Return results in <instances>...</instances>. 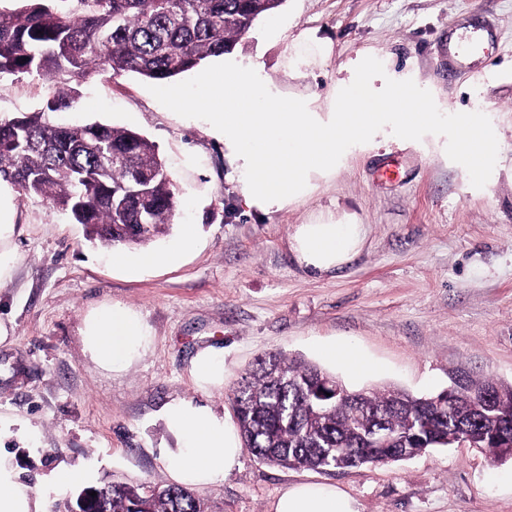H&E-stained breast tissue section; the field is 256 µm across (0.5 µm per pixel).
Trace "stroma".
Listing matches in <instances>:
<instances>
[{"mask_svg":"<svg viewBox=\"0 0 512 512\" xmlns=\"http://www.w3.org/2000/svg\"><path fill=\"white\" fill-rule=\"evenodd\" d=\"M283 97L333 110L359 61L429 90L446 114L480 111L499 144L487 184L474 188L426 135L383 140L351 153L313 192L268 215L248 212L224 147L199 120L161 105L133 74L78 87L73 120L139 131L159 148L178 189L163 251L181 225L198 241L180 262L112 266L110 252L51 202L15 195L14 227L0 242V452L21 482L65 512L86 488L113 482L167 485L157 451L179 447L164 410L178 398L233 417V385L268 353L315 363L355 390L396 386L417 396L455 376L512 382V0H287L235 47ZM53 84L0 77V119L38 109ZM366 225L363 251L318 275L296 260L297 225L328 217ZM115 304L141 315L151 336L130 366L100 365L89 319ZM352 344L371 366L357 376L320 353ZM220 349L224 379L208 390L189 369L196 352ZM79 468L81 482L54 483ZM334 485L359 512H512V459L468 444L343 472L285 469L243 453L224 480L199 486L209 512H272L287 485Z\"/></svg>","mask_w":512,"mask_h":512,"instance_id":"obj_1","label":"stroma"}]
</instances>
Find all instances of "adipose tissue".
<instances>
[{
    "label": "adipose tissue",
    "instance_id": "obj_1",
    "mask_svg": "<svg viewBox=\"0 0 512 512\" xmlns=\"http://www.w3.org/2000/svg\"><path fill=\"white\" fill-rule=\"evenodd\" d=\"M362 224L335 220L298 225L290 247L298 263L317 274L348 264L366 245ZM148 328L133 310L115 305L99 313L89 328L88 344L98 360L115 369L132 363L146 344ZM169 429L180 447L163 448L159 457L180 485L198 486L223 480L240 464L242 447L229 421L209 406L191 399L172 401L166 409ZM273 512H358L354 500L332 485L301 483L284 488ZM0 512H45L18 480L5 455L0 454Z\"/></svg>",
    "mask_w": 512,
    "mask_h": 512
}]
</instances>
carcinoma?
<instances>
[{
  "label": "carcinoma",
  "mask_w": 512,
  "mask_h": 512,
  "mask_svg": "<svg viewBox=\"0 0 512 512\" xmlns=\"http://www.w3.org/2000/svg\"><path fill=\"white\" fill-rule=\"evenodd\" d=\"M0 11V76L47 78L59 90L34 112L0 121V180L42 197L106 248L145 244L169 231L177 189L144 135L99 122L50 119L70 109L91 76L131 73L163 82L231 53L286 0H23ZM136 224L150 228L137 230ZM326 377L304 360L272 353L233 389L244 447L284 468L345 470L395 460L372 429L391 431L392 447L416 455L459 441L480 447L492 432L512 435V383L466 378L446 406L388 387H341L322 400ZM94 512H201L183 486L114 483Z\"/></svg>",
  "instance_id": "obj_1"
}]
</instances>
